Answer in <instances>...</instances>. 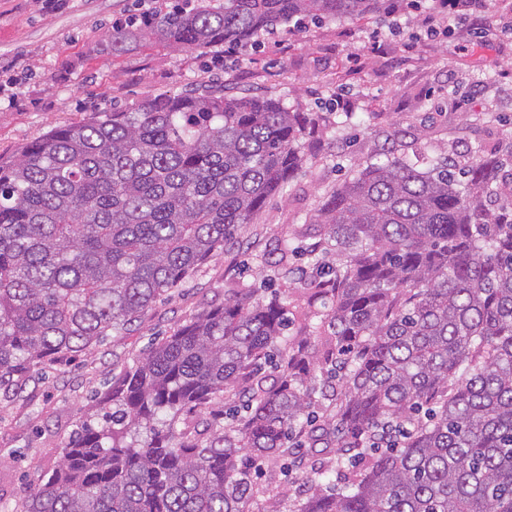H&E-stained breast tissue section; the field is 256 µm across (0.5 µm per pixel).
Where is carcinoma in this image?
<instances>
[{"label":"carcinoma","mask_w":512,"mask_h":512,"mask_svg":"<svg viewBox=\"0 0 512 512\" xmlns=\"http://www.w3.org/2000/svg\"><path fill=\"white\" fill-rule=\"evenodd\" d=\"M402 5L419 0H224L114 29L112 53ZM306 124L272 97L190 90L0 156V391L124 333L223 252L295 177ZM314 220L311 271L289 280L307 298L298 334L275 293L203 310L116 377L106 425L81 423L0 512H250L251 462L293 465L319 444L348 463L345 490L295 469L296 497L262 512H512V154L369 163ZM316 408L332 415L315 424ZM186 410L230 423L179 429Z\"/></svg>","instance_id":"obj_1"}]
</instances>
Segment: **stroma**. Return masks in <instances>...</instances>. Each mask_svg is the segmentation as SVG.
I'll return each instance as SVG.
<instances>
[{
    "instance_id": "1",
    "label": "stroma",
    "mask_w": 512,
    "mask_h": 512,
    "mask_svg": "<svg viewBox=\"0 0 512 512\" xmlns=\"http://www.w3.org/2000/svg\"><path fill=\"white\" fill-rule=\"evenodd\" d=\"M141 0H68L46 12L36 0H0V155L91 108L124 109L156 95L220 87L282 100L315 118L301 138L294 179L241 237L240 249L215 256L157 299L123 336H107L92 353L32 375L0 400V498L50 475L83 420L101 421L100 401L151 343L170 335L236 288L263 294L288 283L263 259L292 238L294 265L317 242L311 217L323 197L382 144L395 156L411 145L437 157L512 149V37L501 27L512 0H488L482 20L427 35L420 12L392 29L331 20L305 29L286 24L259 46L172 51L137 48L113 54L112 21L138 13Z\"/></svg>"
}]
</instances>
